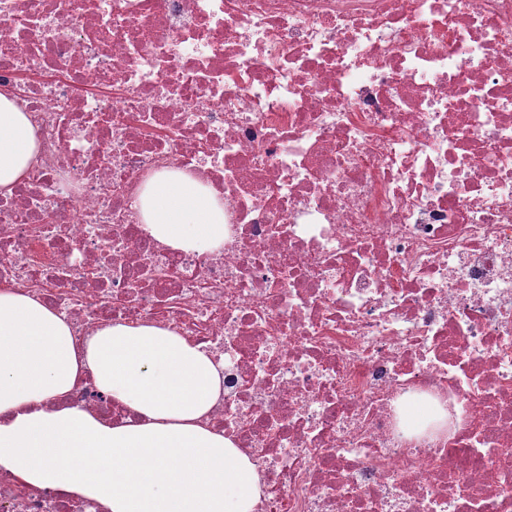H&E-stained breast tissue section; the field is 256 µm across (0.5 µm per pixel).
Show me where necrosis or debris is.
I'll return each instance as SVG.
<instances>
[{
	"mask_svg": "<svg viewBox=\"0 0 512 512\" xmlns=\"http://www.w3.org/2000/svg\"><path fill=\"white\" fill-rule=\"evenodd\" d=\"M1 88L0 287L223 353L254 512H512V0H0ZM165 168L223 249L144 233ZM0 512L105 509L1 470ZM38 152L30 116L0 92V196L10 195L26 178Z\"/></svg>",
	"mask_w": 512,
	"mask_h": 512,
	"instance_id": "necrosis-or-debris-1",
	"label": "necrosis or debris"
}]
</instances>
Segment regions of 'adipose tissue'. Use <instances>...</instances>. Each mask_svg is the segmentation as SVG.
Listing matches in <instances>:
<instances>
[{"instance_id": "adipose-tissue-1", "label": "adipose tissue", "mask_w": 512, "mask_h": 512, "mask_svg": "<svg viewBox=\"0 0 512 512\" xmlns=\"http://www.w3.org/2000/svg\"><path fill=\"white\" fill-rule=\"evenodd\" d=\"M37 152L29 114L0 92V196L26 178ZM141 221L175 251L224 245L222 201L181 171L148 180ZM223 371L214 352L168 328L113 323L80 341L38 299L0 289V469L107 512H253L264 491L256 463L203 422ZM87 377L136 422L64 405Z\"/></svg>"}]
</instances>
